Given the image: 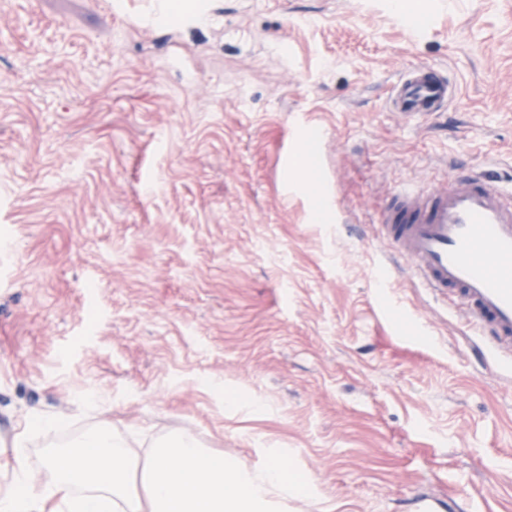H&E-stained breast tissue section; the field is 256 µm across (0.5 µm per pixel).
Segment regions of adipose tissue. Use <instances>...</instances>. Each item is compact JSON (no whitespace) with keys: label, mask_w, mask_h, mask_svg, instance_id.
Listing matches in <instances>:
<instances>
[{"label":"adipose tissue","mask_w":512,"mask_h":512,"mask_svg":"<svg viewBox=\"0 0 512 512\" xmlns=\"http://www.w3.org/2000/svg\"><path fill=\"white\" fill-rule=\"evenodd\" d=\"M29 433L13 439L16 453L0 512H288L308 484L281 461L249 469L204 448L192 434L156 440L138 458L129 435L109 422L84 432L71 451L46 454L49 478L32 483L23 450Z\"/></svg>","instance_id":"1"}]
</instances>
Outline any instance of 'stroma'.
<instances>
[{
    "label": "stroma",
    "mask_w": 512,
    "mask_h": 512,
    "mask_svg": "<svg viewBox=\"0 0 512 512\" xmlns=\"http://www.w3.org/2000/svg\"><path fill=\"white\" fill-rule=\"evenodd\" d=\"M182 3L0 0V487L108 418L283 458L294 512H512V374L377 222L512 191V0ZM416 64L455 97L408 121Z\"/></svg>",
    "instance_id": "1"
}]
</instances>
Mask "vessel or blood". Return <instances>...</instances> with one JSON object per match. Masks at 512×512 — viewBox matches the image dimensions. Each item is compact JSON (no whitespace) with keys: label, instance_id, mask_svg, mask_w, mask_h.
Returning a JSON list of instances; mask_svg holds the SVG:
<instances>
[{"label":"vessel or blood","instance_id":"obj_1","mask_svg":"<svg viewBox=\"0 0 512 512\" xmlns=\"http://www.w3.org/2000/svg\"><path fill=\"white\" fill-rule=\"evenodd\" d=\"M453 93L438 68L414 65L390 105L402 118L428 116ZM447 189L393 194L378 222L388 241L430 287L462 301L468 323L512 368V201L481 176L454 175Z\"/></svg>","mask_w":512,"mask_h":512}]
</instances>
